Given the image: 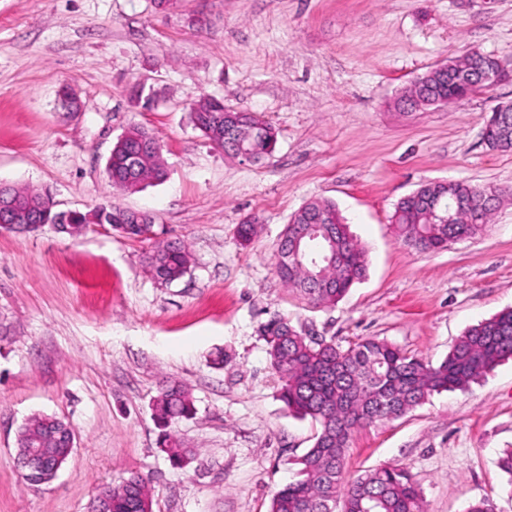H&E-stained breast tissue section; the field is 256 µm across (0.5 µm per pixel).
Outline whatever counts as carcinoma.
<instances>
[{
  "instance_id": "obj_1",
  "label": "carcinoma",
  "mask_w": 512,
  "mask_h": 512,
  "mask_svg": "<svg viewBox=\"0 0 512 512\" xmlns=\"http://www.w3.org/2000/svg\"><path fill=\"white\" fill-rule=\"evenodd\" d=\"M493 67V56L448 60L420 75L395 101L412 111L456 103L478 91L475 69ZM192 119L211 142L229 153L234 150L229 132L236 125L261 133L248 147L251 162L270 155L277 142L273 127L253 112H237L221 100L202 97L194 102ZM491 151L512 149V126L490 128L484 138ZM112 185L125 190L132 179L142 185L165 177L158 139L142 126H129L128 137L112 153L108 170ZM500 190L461 181L431 183L419 196L404 197L392 215L398 236L421 251L444 250L472 238L491 223ZM8 195L38 210L46 205L47 192L2 187ZM123 209L101 204L90 213L68 220L73 236L84 234L85 225L98 220L121 231L112 217ZM285 233L300 238L299 251L277 261V273L292 291L315 305H334L366 276L364 248L349 230L336 204L313 201L291 215ZM150 249L145 263L153 278L172 284L188 271L189 250L180 242L146 238ZM268 355L281 375V401L298 418H310L318 426L313 446L296 459L297 478L272 497L270 512H424L420 488L411 472L385 466L349 477L345 452L353 434L377 422L404 416L429 396L443 391H463L501 362L512 359V308L469 327L438 364H431L403 349L376 338L361 339L344 348L324 336H310L288 320L273 317L261 325ZM152 410L162 426L194 413L189 392L179 383L166 381L155 397ZM67 424L52 416L35 415L19 429L16 455L38 449L29 468V483L47 482L56 463L66 461L73 448L62 429ZM161 450L175 463L190 453L177 435L168 430L160 437ZM108 512H153L149 479L135 472L112 488Z\"/></svg>"
}]
</instances>
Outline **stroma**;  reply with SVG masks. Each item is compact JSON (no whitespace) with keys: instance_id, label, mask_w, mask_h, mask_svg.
Wrapping results in <instances>:
<instances>
[{"instance_id":"1","label":"stroma","mask_w":512,"mask_h":512,"mask_svg":"<svg viewBox=\"0 0 512 512\" xmlns=\"http://www.w3.org/2000/svg\"><path fill=\"white\" fill-rule=\"evenodd\" d=\"M472 51L512 70V0H0V184L49 190L63 209L149 213L190 252L165 287L147 243L111 228L0 230V512H88L134 471L151 480L153 512H269L316 427L281 401L262 322L277 314L344 347L374 337L436 364L512 307V150L482 140L512 80L450 107L393 106L418 75ZM65 86L80 116L62 106ZM202 97L261 115L274 152L254 164L216 148L191 120ZM133 124L157 136L167 175L124 192L106 164ZM437 180L507 195L481 234L423 252L391 217ZM314 200L334 202L367 250L365 279L333 306L308 305L275 272L289 217ZM249 218L258 232L244 246ZM166 379L194 401L173 426L194 451L184 465L159 447L152 402ZM35 414L76 438L38 488L16 466L18 428ZM508 448L512 361L361 429L345 469L407 467L426 512L483 498L512 512Z\"/></svg>"}]
</instances>
